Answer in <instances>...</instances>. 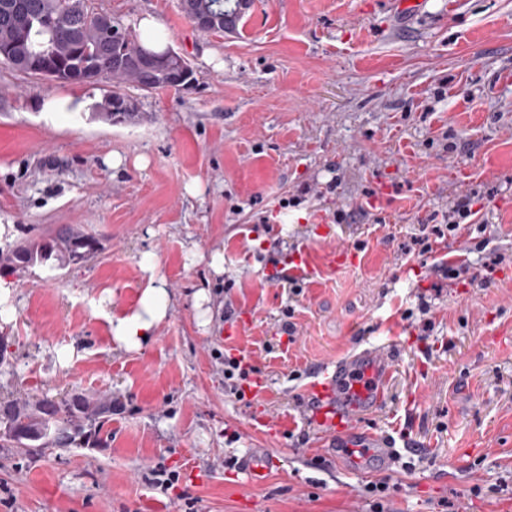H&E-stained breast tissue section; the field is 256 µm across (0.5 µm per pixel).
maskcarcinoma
Here are the masks:
<instances>
[{
	"mask_svg": "<svg viewBox=\"0 0 512 512\" xmlns=\"http://www.w3.org/2000/svg\"><path fill=\"white\" fill-rule=\"evenodd\" d=\"M0 0V63L10 69L34 75L35 63L46 64L79 84L112 83L113 99L126 98L124 88L134 84L140 90L188 88L194 73L180 55L168 59L173 70H188L182 84L167 82L161 72L145 70L146 56L165 55L146 48L137 35L120 20L112 25L100 21L92 0ZM194 5L224 16L212 33L236 31L243 19L240 0H194ZM95 235L72 225L53 228L38 242H25L0 249V268L24 272L37 262L55 260L57 266H78L97 250ZM112 395L80 392L69 397L32 399L18 392L0 402V446L29 452L31 448H85L100 444L110 433Z\"/></svg>",
	"mask_w": 512,
	"mask_h": 512,
	"instance_id": "1",
	"label": "carcinoma"
}]
</instances>
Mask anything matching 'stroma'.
Here are the masks:
<instances>
[{
  "mask_svg": "<svg viewBox=\"0 0 512 512\" xmlns=\"http://www.w3.org/2000/svg\"><path fill=\"white\" fill-rule=\"evenodd\" d=\"M94 2L131 28L156 16L194 81L127 85L136 116L115 125L98 116L111 83L82 86L87 112L50 115L35 102L71 84L0 66L8 240L59 224L99 240L82 265L10 274L0 397L118 400L105 447H0V512H183L189 501L197 512H369L364 488L379 481L390 486L386 512H512V0H427L417 18L376 0H254L238 32L208 35L180 0ZM207 49L223 68L202 61ZM460 196L504 256L490 270L471 253L477 279L466 285L403 252ZM318 215L328 224L319 238ZM303 243L319 264L335 249L356 261L297 295L270 283V257ZM146 252L171 304L154 338L127 349L96 310L134 305ZM228 305L250 318L233 335ZM377 345L400 352L389 399L366 421L400 448L391 468L348 471L315 429L263 427L302 414L311 370ZM228 350L259 369L257 396L225 394ZM258 448L282 460L260 486L238 468ZM161 468L179 476L165 491L153 484Z\"/></svg>",
  "mask_w": 512,
  "mask_h": 512,
  "instance_id": "obj_1",
  "label": "stroma"
}]
</instances>
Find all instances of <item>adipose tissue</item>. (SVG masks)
Here are the masks:
<instances>
[{
    "label": "adipose tissue",
    "mask_w": 512,
    "mask_h": 512,
    "mask_svg": "<svg viewBox=\"0 0 512 512\" xmlns=\"http://www.w3.org/2000/svg\"><path fill=\"white\" fill-rule=\"evenodd\" d=\"M143 269L150 271L146 288L139 297L137 308L127 314L115 315L103 310L112 339L121 346L138 348L147 344L154 336L158 326L166 318L171 301L170 294L162 277L156 276V263L153 254H143Z\"/></svg>",
    "instance_id": "adipose-tissue-1"
}]
</instances>
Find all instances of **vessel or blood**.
<instances>
[{
  "mask_svg": "<svg viewBox=\"0 0 512 512\" xmlns=\"http://www.w3.org/2000/svg\"><path fill=\"white\" fill-rule=\"evenodd\" d=\"M276 273L284 281H311L321 277L324 270L316 264L311 250L304 247L279 263ZM395 357L391 348L363 349L337 362L333 371L315 373L307 387V421L318 426L323 446L340 449L351 470H360L371 457L386 465L392 462V447L378 435L363 430L359 420L385 405ZM279 464V456L267 448L250 452L240 461L244 474L254 484L265 482Z\"/></svg>",
  "mask_w": 512,
  "mask_h": 512,
  "instance_id": "1",
  "label": "vessel or blood"
}]
</instances>
